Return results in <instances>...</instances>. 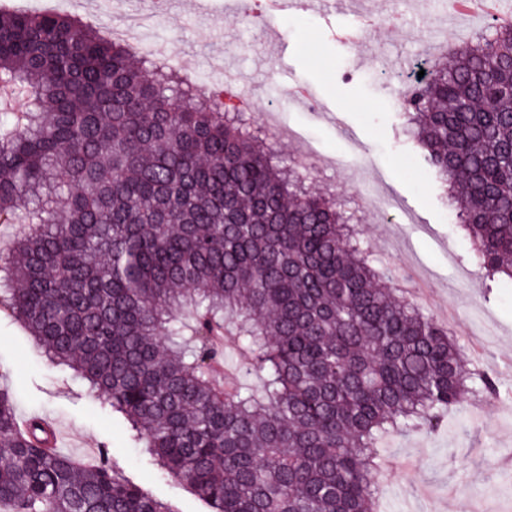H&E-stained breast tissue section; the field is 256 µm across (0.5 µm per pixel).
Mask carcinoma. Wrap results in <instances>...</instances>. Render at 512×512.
<instances>
[{
	"label": "carcinoma",
	"instance_id": "carcinoma-1",
	"mask_svg": "<svg viewBox=\"0 0 512 512\" xmlns=\"http://www.w3.org/2000/svg\"><path fill=\"white\" fill-rule=\"evenodd\" d=\"M67 14L0 8V306L210 512H377V444L512 396L374 267L347 200L223 97ZM472 259L512 280V25L404 92ZM238 360L227 372L224 337ZM18 426L0 512H172Z\"/></svg>",
	"mask_w": 512,
	"mask_h": 512
}]
</instances>
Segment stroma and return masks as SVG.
Masks as SVG:
<instances>
[{"instance_id": "1", "label": "stroma", "mask_w": 512, "mask_h": 512, "mask_svg": "<svg viewBox=\"0 0 512 512\" xmlns=\"http://www.w3.org/2000/svg\"><path fill=\"white\" fill-rule=\"evenodd\" d=\"M258 0H181L178 9L152 13L142 0H0L31 12H60L105 27L127 18L146 20L139 39L171 56L199 85L235 75L252 94L253 119L277 104L294 139L271 130L281 154L300 159L314 146L313 189L348 196L361 238L395 277L416 262L431 290L422 305L440 318L452 311L464 350L482 344L480 365L512 384V284L487 290L481 272L457 277L449 254L471 268L470 241L454 228L434 172L401 133L394 90L382 73L398 59L414 60L424 40L467 41L486 24L446 21L440 0L417 9L413 0H351L317 11L300 4L257 22ZM233 62L231 71L220 59ZM0 383L11 392L19 418L53 422L61 450L77 459L106 460L131 482L171 504L175 512H208L196 495L163 474L131 440L127 423L107 401L90 394L71 371L52 364L32 336L0 312ZM378 452L388 471L378 484L381 512H512V398L464 401L434 433L384 437Z\"/></svg>"}]
</instances>
